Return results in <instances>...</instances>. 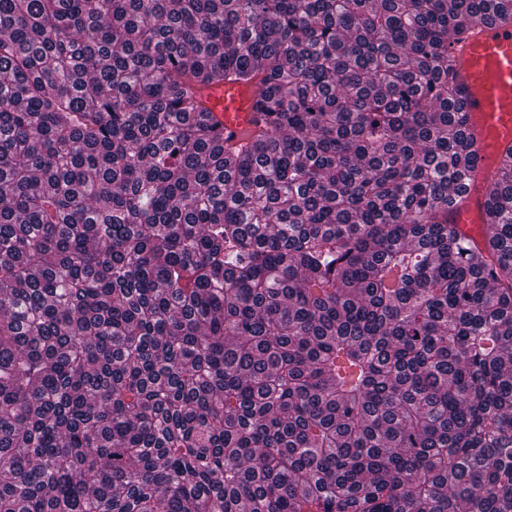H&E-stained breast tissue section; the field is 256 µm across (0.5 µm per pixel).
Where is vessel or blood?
I'll use <instances>...</instances> for the list:
<instances>
[{"label": "vessel or blood", "instance_id": "obj_1", "mask_svg": "<svg viewBox=\"0 0 512 512\" xmlns=\"http://www.w3.org/2000/svg\"><path fill=\"white\" fill-rule=\"evenodd\" d=\"M449 50L459 98L468 114L465 135L477 163L466 193L448 219L462 234L479 241L489 222L485 200L492 173L512 148V22L476 29L453 40ZM200 100L227 136L253 128L259 117L252 87L227 82L204 89Z\"/></svg>", "mask_w": 512, "mask_h": 512}]
</instances>
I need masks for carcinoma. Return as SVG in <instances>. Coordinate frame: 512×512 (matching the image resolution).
Instances as JSON below:
<instances>
[{"label":"carcinoma","instance_id":"obj_1","mask_svg":"<svg viewBox=\"0 0 512 512\" xmlns=\"http://www.w3.org/2000/svg\"><path fill=\"white\" fill-rule=\"evenodd\" d=\"M494 20L0 0V512H512V148L448 222ZM200 100L220 123L224 137H239L241 132L253 128V121L260 116L256 110V87L227 82L204 89Z\"/></svg>","mask_w":512,"mask_h":512}]
</instances>
